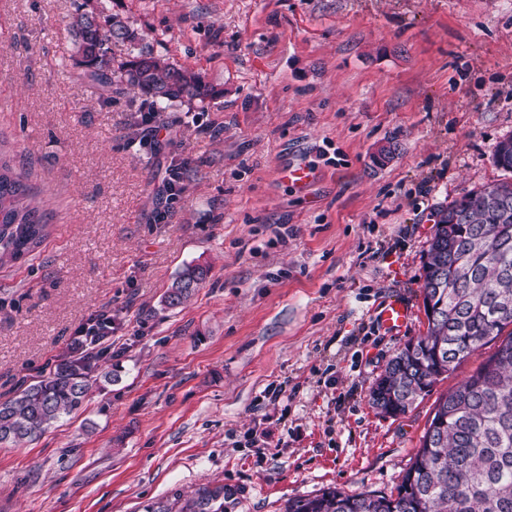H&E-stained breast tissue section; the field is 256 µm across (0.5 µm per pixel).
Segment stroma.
Masks as SVG:
<instances>
[{"label": "stroma", "mask_w": 512, "mask_h": 512, "mask_svg": "<svg viewBox=\"0 0 512 512\" xmlns=\"http://www.w3.org/2000/svg\"><path fill=\"white\" fill-rule=\"evenodd\" d=\"M79 10L119 16L215 98L159 113L156 143L137 90L78 79ZM510 136L512 0H0V148L50 231L0 268V401L97 314L119 353L77 411L0 446V512H143L204 483L224 512L394 491L437 400L495 346L400 417L368 391L427 329L437 213L504 178ZM298 164L315 171L300 192L282 177ZM190 263L206 282L164 308ZM394 299L411 311L396 334L379 321Z\"/></svg>", "instance_id": "35a3bbf8"}]
</instances>
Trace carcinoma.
I'll return each mask as SVG.
<instances>
[{
    "mask_svg": "<svg viewBox=\"0 0 512 512\" xmlns=\"http://www.w3.org/2000/svg\"><path fill=\"white\" fill-rule=\"evenodd\" d=\"M67 28L76 65L103 95L112 94V40L134 42L122 20L77 13ZM120 81L151 99L152 111L214 96L202 76L144 45L121 64ZM497 166L512 172V137L497 142ZM25 174L0 153V267L32 254L47 236ZM210 272L186 266L164 296L167 308L185 304ZM427 333L415 354L404 346L369 389L374 407L405 414L440 377L512 326V178L472 190L439 211L423 264ZM104 348L60 357L48 375L0 401V445L44 434L78 409L92 385ZM145 512H224V486L206 483L187 496L156 502ZM286 512H512V331L495 352L442 396L416 459L396 493L347 495L327 488L288 500Z\"/></svg>",
    "mask_w": 512,
    "mask_h": 512,
    "instance_id": "carcinoma-1",
    "label": "carcinoma"
}]
</instances>
